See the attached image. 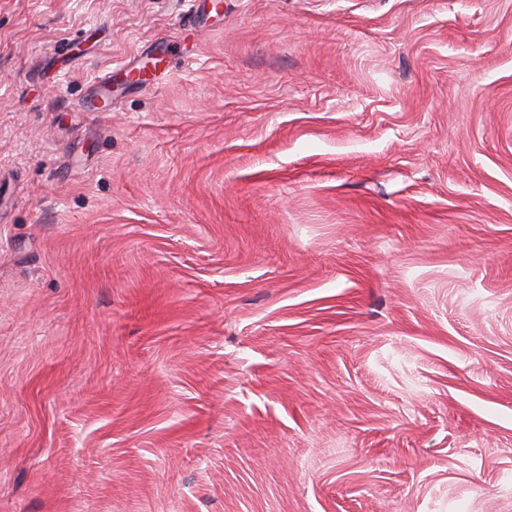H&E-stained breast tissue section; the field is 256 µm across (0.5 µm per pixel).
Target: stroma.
Returning <instances> with one entry per match:
<instances>
[{
	"mask_svg": "<svg viewBox=\"0 0 512 512\" xmlns=\"http://www.w3.org/2000/svg\"><path fill=\"white\" fill-rule=\"evenodd\" d=\"M0 512H512V0H0Z\"/></svg>",
	"mask_w": 512,
	"mask_h": 512,
	"instance_id": "35a3bbf8",
	"label": "stroma"
}]
</instances>
